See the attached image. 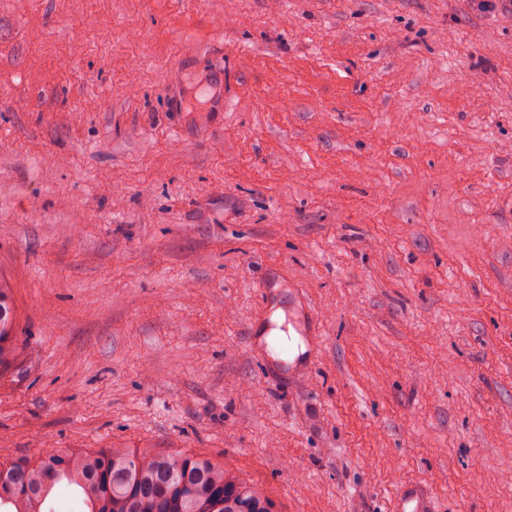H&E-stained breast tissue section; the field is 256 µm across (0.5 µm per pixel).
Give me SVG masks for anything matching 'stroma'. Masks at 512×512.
Returning a JSON list of instances; mask_svg holds the SVG:
<instances>
[{
	"label": "stroma",
	"mask_w": 512,
	"mask_h": 512,
	"mask_svg": "<svg viewBox=\"0 0 512 512\" xmlns=\"http://www.w3.org/2000/svg\"><path fill=\"white\" fill-rule=\"evenodd\" d=\"M268 272L312 366L250 348ZM0 278V461L512 512V0H0ZM13 294L7 282L0 281V369L10 363L17 338ZM401 512H436L433 500L419 489L406 488L400 496Z\"/></svg>",
	"instance_id": "obj_1"
}]
</instances>
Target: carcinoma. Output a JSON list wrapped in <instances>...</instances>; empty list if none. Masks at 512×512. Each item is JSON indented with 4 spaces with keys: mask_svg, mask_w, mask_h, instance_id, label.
I'll list each match as a JSON object with an SVG mask.
<instances>
[{
    "mask_svg": "<svg viewBox=\"0 0 512 512\" xmlns=\"http://www.w3.org/2000/svg\"><path fill=\"white\" fill-rule=\"evenodd\" d=\"M16 335L12 290L0 281V369L10 363ZM61 487L78 490L85 512H276L261 486L194 454L101 448L0 463V507L12 512H44Z\"/></svg>",
    "mask_w": 512,
    "mask_h": 512,
    "instance_id": "cac0c4a2",
    "label": "carcinoma"
}]
</instances>
